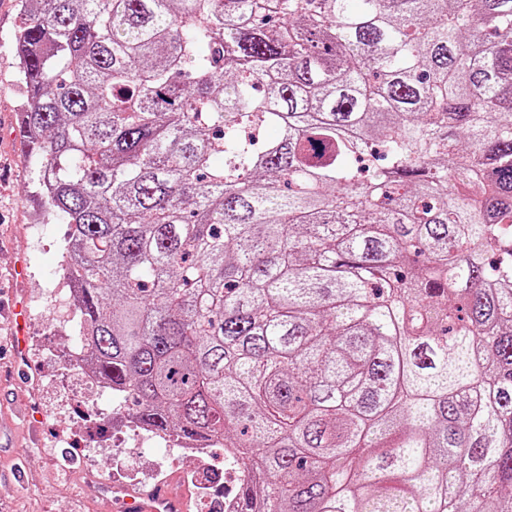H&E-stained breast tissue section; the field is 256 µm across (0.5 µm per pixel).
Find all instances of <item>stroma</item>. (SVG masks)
I'll use <instances>...</instances> for the list:
<instances>
[{
  "label": "stroma",
  "mask_w": 512,
  "mask_h": 512,
  "mask_svg": "<svg viewBox=\"0 0 512 512\" xmlns=\"http://www.w3.org/2000/svg\"><path fill=\"white\" fill-rule=\"evenodd\" d=\"M19 23L16 0H0V299L30 313L20 357L0 321V512H118L116 487L148 491L161 482L194 500L182 477L193 461L175 465L160 482L143 468L170 456L164 444L118 457L111 436L83 430L91 410L111 425L112 397L87 385L64 358L80 342L59 271L66 226L35 221L41 163L18 135L22 87L12 34Z\"/></svg>",
  "instance_id": "1"
}]
</instances>
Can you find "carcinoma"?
Wrapping results in <instances>:
<instances>
[{
    "instance_id": "carcinoma-1",
    "label": "carcinoma",
    "mask_w": 512,
    "mask_h": 512,
    "mask_svg": "<svg viewBox=\"0 0 512 512\" xmlns=\"http://www.w3.org/2000/svg\"><path fill=\"white\" fill-rule=\"evenodd\" d=\"M17 8L39 219L128 410L235 449L240 512H512V0Z\"/></svg>"
}]
</instances>
